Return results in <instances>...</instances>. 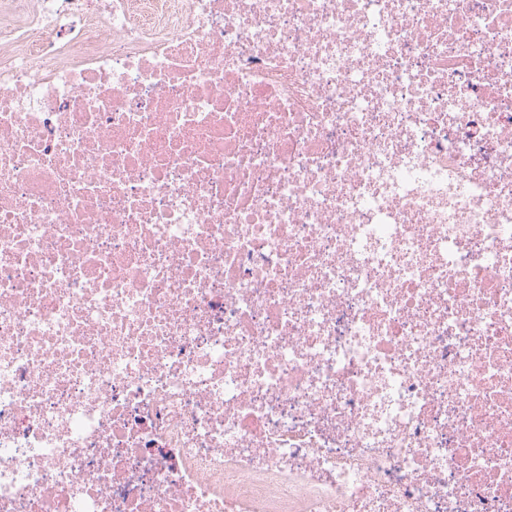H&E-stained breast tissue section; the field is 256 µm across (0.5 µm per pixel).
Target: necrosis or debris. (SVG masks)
Segmentation results:
<instances>
[{
	"instance_id": "1",
	"label": "necrosis or debris",
	"mask_w": 512,
	"mask_h": 512,
	"mask_svg": "<svg viewBox=\"0 0 512 512\" xmlns=\"http://www.w3.org/2000/svg\"><path fill=\"white\" fill-rule=\"evenodd\" d=\"M0 512H512V0H0Z\"/></svg>"
}]
</instances>
